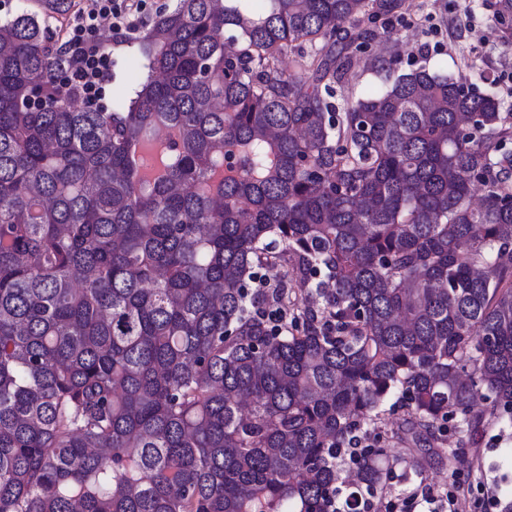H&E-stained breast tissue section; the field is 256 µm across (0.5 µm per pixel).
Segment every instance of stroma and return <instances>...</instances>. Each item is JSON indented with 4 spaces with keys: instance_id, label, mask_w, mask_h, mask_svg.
Listing matches in <instances>:
<instances>
[{
    "instance_id": "obj_1",
    "label": "stroma",
    "mask_w": 512,
    "mask_h": 512,
    "mask_svg": "<svg viewBox=\"0 0 512 512\" xmlns=\"http://www.w3.org/2000/svg\"><path fill=\"white\" fill-rule=\"evenodd\" d=\"M494 0H412L396 14L376 19L374 26L392 32L388 43L371 42L357 54L354 67L336 87L334 102L344 106L380 90L386 80L381 65L393 62L397 71L420 66L448 74L463 75L476 91L495 89L503 109L512 112V46L504 44L494 18ZM135 47L128 46L112 57V80L97 96V103L116 109L121 96L130 94L142 74ZM494 76L488 86L485 76ZM480 469L441 465L424 467L420 475L393 480L386 502H396L425 486L445 487L455 493L462 512H501L512 500V425L484 428L474 437Z\"/></svg>"
}]
</instances>
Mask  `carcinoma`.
<instances>
[{"label":"carcinoma","instance_id":"cac0c4a2","mask_svg":"<svg viewBox=\"0 0 512 512\" xmlns=\"http://www.w3.org/2000/svg\"><path fill=\"white\" fill-rule=\"evenodd\" d=\"M266 2L176 0L122 112L0 23V512H362L512 423V113L424 67L338 113L402 0Z\"/></svg>","mask_w":512,"mask_h":512}]
</instances>
